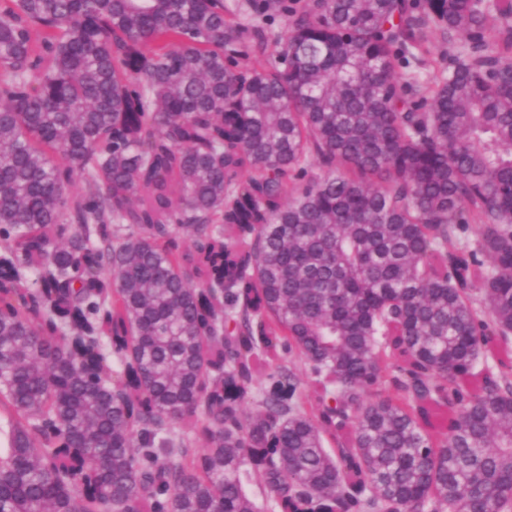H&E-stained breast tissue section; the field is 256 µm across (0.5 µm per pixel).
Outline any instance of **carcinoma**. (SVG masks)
<instances>
[{
	"label": "carcinoma",
	"mask_w": 512,
	"mask_h": 512,
	"mask_svg": "<svg viewBox=\"0 0 512 512\" xmlns=\"http://www.w3.org/2000/svg\"><path fill=\"white\" fill-rule=\"evenodd\" d=\"M511 54L512 0H0V512H512ZM424 46L429 51V55L424 56L425 65L417 70L422 82L430 80L435 73L445 65L448 53L451 51L448 43L443 39L440 32L434 28L424 30Z\"/></svg>",
	"instance_id": "cac0c4a2"
}]
</instances>
